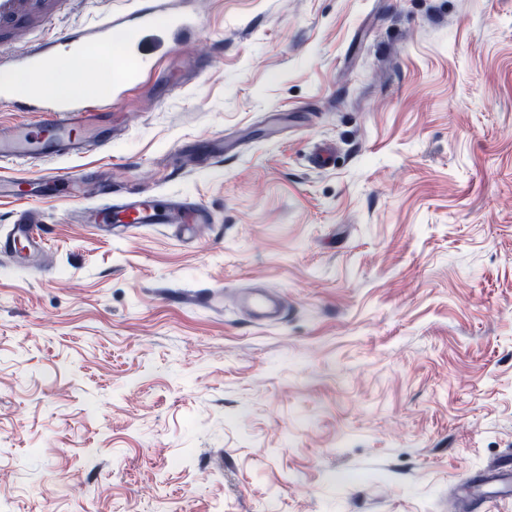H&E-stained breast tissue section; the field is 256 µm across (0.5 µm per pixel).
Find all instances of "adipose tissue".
Masks as SVG:
<instances>
[{
	"instance_id": "1",
	"label": "adipose tissue",
	"mask_w": 512,
	"mask_h": 512,
	"mask_svg": "<svg viewBox=\"0 0 512 512\" xmlns=\"http://www.w3.org/2000/svg\"><path fill=\"white\" fill-rule=\"evenodd\" d=\"M83 71L82 54L72 52L66 58L38 72L12 73L7 75L6 80L21 96L37 90L62 98L80 96L88 92L104 93L105 83L87 82L83 77Z\"/></svg>"
}]
</instances>
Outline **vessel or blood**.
Returning <instances> with one entry per match:
<instances>
[{"mask_svg":"<svg viewBox=\"0 0 512 512\" xmlns=\"http://www.w3.org/2000/svg\"><path fill=\"white\" fill-rule=\"evenodd\" d=\"M64 7V0H0V42H25L20 54L0 56L1 72H30L44 67L59 41L50 30L54 18ZM190 18L166 12L158 0H134L121 17L105 18L90 32L67 36L68 44L78 46L87 56H95L105 40L119 30L130 32L125 49L113 59L115 89L138 81L149 69L156 48L163 36L177 35L191 29ZM0 100L14 101L23 112L39 113L33 123L0 126V162L25 159H63L83 154L88 145L86 131L97 127L107 100L90 95L59 98L39 92L15 99L9 84L0 83ZM39 184L45 196L54 198L72 194L76 178L56 171L41 175ZM96 193L101 200L94 216L101 224L114 228H132L142 224H206V209L187 198L166 199L149 194H135L123 200L112 198L109 185L100 183ZM13 245L28 251L44 246L37 213L30 208L19 209L13 220Z\"/></svg>","mask_w":512,"mask_h":512,"instance_id":"vessel-or-blood-1","label":"vessel or blood"}]
</instances>
